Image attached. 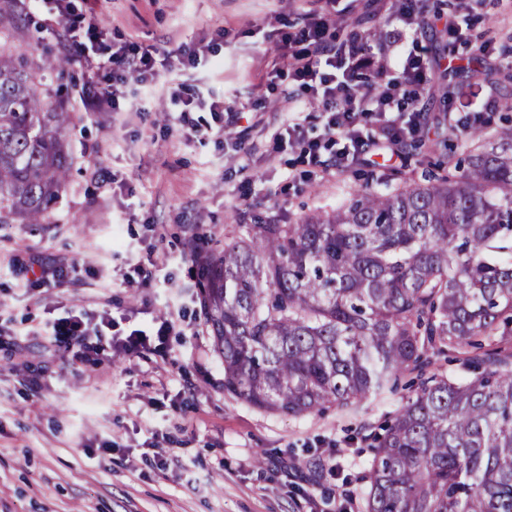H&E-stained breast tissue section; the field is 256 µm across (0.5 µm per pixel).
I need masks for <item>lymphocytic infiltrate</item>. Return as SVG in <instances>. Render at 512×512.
Segmentation results:
<instances>
[{
    "label": "lymphocytic infiltrate",
    "mask_w": 512,
    "mask_h": 512,
    "mask_svg": "<svg viewBox=\"0 0 512 512\" xmlns=\"http://www.w3.org/2000/svg\"><path fill=\"white\" fill-rule=\"evenodd\" d=\"M43 21L50 27L69 22L82 31L89 46L77 49L86 70L89 91L81 97L85 112H121L130 85L151 87L157 97L178 106L181 131L192 139L200 132L223 136L245 108L261 110L266 92L278 93L289 112L287 126L269 136L273 147L303 139L302 115L324 116L322 137L310 143L306 164L313 172L335 166L348 170L365 162L374 146L394 149L420 131L422 114L415 108L432 86L435 71L429 59L404 45L418 27L419 0H393L392 29L378 52H371L350 29L336 27V0L307 12L299 28L282 33L273 61L257 68V81L247 100L206 93L183 70L209 61L214 41H200L165 52L130 43H106L99 0L76 13L73 0H48ZM209 110L213 123L200 129L191 119L194 109ZM174 313L160 317L154 333L126 329L111 310L81 307L46 321L39 334L48 347L70 355L72 361L111 366L113 352L138 354L152 340L179 332Z\"/></svg>",
    "instance_id": "lymphocytic-infiltrate-1"
}]
</instances>
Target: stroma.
Listing matches in <instances>:
<instances>
[{
	"instance_id": "1",
	"label": "stroma",
	"mask_w": 512,
	"mask_h": 512,
	"mask_svg": "<svg viewBox=\"0 0 512 512\" xmlns=\"http://www.w3.org/2000/svg\"><path fill=\"white\" fill-rule=\"evenodd\" d=\"M275 0H106L108 40L170 50L225 30L216 56L217 95L246 91L272 56L267 14ZM472 35L512 45V0H475ZM134 112L71 111L72 178L47 224H0V512H360L369 453L356 437L375 431L402 404L377 395L361 407L289 418L224 392L196 290L198 264L215 254L224 227L275 212L293 218L330 209L361 190L360 172L329 169L290 183L301 146L267 160L266 128L288 119L269 97L260 115L242 113L250 146L185 139L176 107L129 89ZM262 179L242 187L237 168ZM76 259L69 287H25L31 254ZM159 262L158 279L130 288L132 263ZM109 302L115 317L150 328L168 307L183 332L163 353L113 354L95 381L91 366H68L30 331L65 311ZM46 367L40 387L27 367ZM112 440L110 462L98 447Z\"/></svg>"
}]
</instances>
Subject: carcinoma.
Masks as SVG:
<instances>
[{
    "mask_svg": "<svg viewBox=\"0 0 512 512\" xmlns=\"http://www.w3.org/2000/svg\"><path fill=\"white\" fill-rule=\"evenodd\" d=\"M19 0H0V224H45L69 184L70 113ZM480 70L442 72L458 97ZM473 149L455 159L452 141ZM441 141L453 171L404 149L421 176L366 188L331 210L231 224L202 264L197 298L224 365V392L290 417L358 407L414 374L416 388L371 437L362 512H512V119ZM455 351L477 372L431 373Z\"/></svg>",
    "mask_w": 512,
    "mask_h": 512,
    "instance_id": "carcinoma-1",
    "label": "carcinoma"
}]
</instances>
